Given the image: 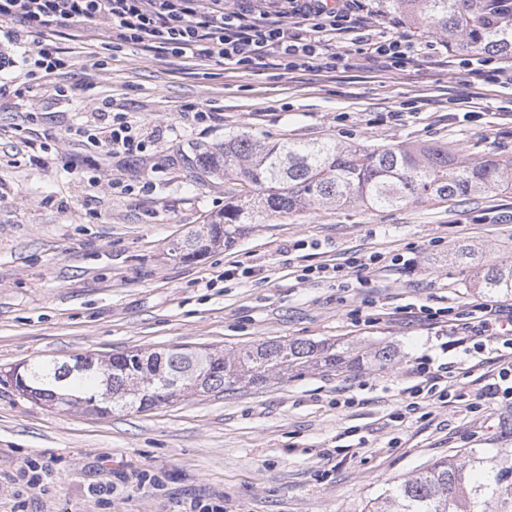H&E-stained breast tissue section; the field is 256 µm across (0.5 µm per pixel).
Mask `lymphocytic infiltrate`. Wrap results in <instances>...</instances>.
I'll list each match as a JSON object with an SVG mask.
<instances>
[{"mask_svg":"<svg viewBox=\"0 0 512 512\" xmlns=\"http://www.w3.org/2000/svg\"><path fill=\"white\" fill-rule=\"evenodd\" d=\"M364 0H275L263 4L226 6L224 0H0V22L7 24V49H0V72L14 68L9 50L22 38L35 49L25 59L27 81L50 76L66 61L57 44L63 30L77 20L104 21L113 44L132 43L159 54L184 58L191 65L217 59L231 68L255 71L274 60L288 73L312 68L349 70L356 62L351 46L363 48L365 61L387 71L416 65L421 45L404 36L374 28ZM97 125L78 124L75 136L87 144H107L113 154L142 153L147 149L111 99L97 108ZM475 321L464 322L452 308L420 306L429 323L447 330L448 343L481 351L499 344L497 370L482 386L477 400H512V314L495 306L476 305ZM446 367L422 362L411 371L408 391L413 399L448 403L452 393Z\"/></svg>","mask_w":512,"mask_h":512,"instance_id":"f902f5d3","label":"lymphocytic infiltrate"}]
</instances>
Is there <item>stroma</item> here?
Here are the masks:
<instances>
[{
  "instance_id": "1",
  "label": "stroma",
  "mask_w": 512,
  "mask_h": 512,
  "mask_svg": "<svg viewBox=\"0 0 512 512\" xmlns=\"http://www.w3.org/2000/svg\"><path fill=\"white\" fill-rule=\"evenodd\" d=\"M62 39L67 67L32 92L23 71L0 75V512H366L392 482L434 461L512 448V404L478 409L482 383L457 374L466 397L408 410L418 358L460 363L407 305L468 315L485 298L458 248L512 259V190L398 208L350 204L260 216L234 243L185 262L169 245L224 208V181L195 156L239 135L268 142L372 147L445 143L457 158L512 159V87L472 81L434 33L400 24L393 35L431 41L417 68L295 76L244 71L127 45L94 56ZM71 88L69 100L57 97ZM111 97L149 146L134 156L74 139ZM213 107L211 128L182 113ZM36 118H29V111ZM400 120H391V113ZM45 151H38V144ZM120 181L134 194L110 192ZM414 253L413 271L365 269L331 282L296 270L353 255ZM259 275L224 282L229 265ZM390 344L394 362L312 370L233 391L192 393L146 411L100 417L21 395L11 372L38 360L109 356L174 346L221 351L266 340ZM355 397L337 405V395ZM43 469L29 487L24 462Z\"/></svg>"
}]
</instances>
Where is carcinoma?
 Masks as SVG:
<instances>
[{
  "mask_svg": "<svg viewBox=\"0 0 512 512\" xmlns=\"http://www.w3.org/2000/svg\"><path fill=\"white\" fill-rule=\"evenodd\" d=\"M406 22L425 25L458 54L512 58V0H392ZM203 172L224 177V210L191 227L169 248L184 261L233 243L260 214H294L307 207L361 203L393 208L429 196L452 199L512 187V160H459L446 144L397 145L266 143L237 136L196 157ZM485 295L512 299V260L476 271ZM387 364L396 351L351 341H267L224 352L133 349L99 359L33 361L14 369L24 395L49 408L79 406L100 416L145 411L188 391L209 393L287 380L309 369L360 367L366 358ZM368 512H512V450L494 457L473 451L461 463L434 462L416 477L393 482Z\"/></svg>",
  "mask_w": 512,
  "mask_h": 512,
  "instance_id": "carcinoma-1",
  "label": "carcinoma"
}]
</instances>
